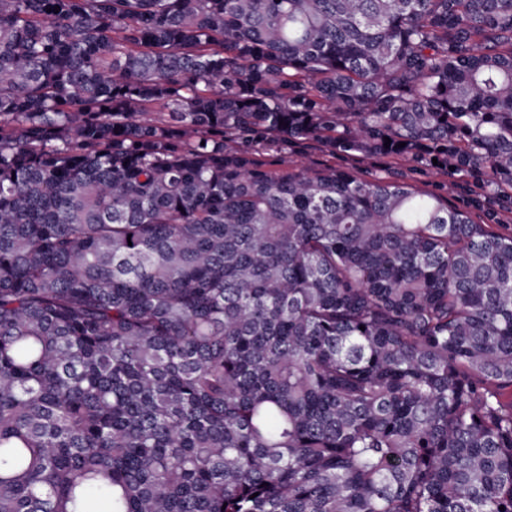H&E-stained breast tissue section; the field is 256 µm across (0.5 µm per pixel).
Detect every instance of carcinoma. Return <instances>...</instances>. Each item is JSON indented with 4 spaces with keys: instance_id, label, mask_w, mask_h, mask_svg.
Segmentation results:
<instances>
[{
    "instance_id": "obj_1",
    "label": "carcinoma",
    "mask_w": 512,
    "mask_h": 512,
    "mask_svg": "<svg viewBox=\"0 0 512 512\" xmlns=\"http://www.w3.org/2000/svg\"><path fill=\"white\" fill-rule=\"evenodd\" d=\"M509 208L512 0H0V512H512ZM282 157L288 160V168L295 163L308 162L318 169L336 166V168H345L362 178L384 177L388 181L412 185L419 189L434 190L448 186V169L419 170L407 156L356 154L335 158L325 153L320 143L315 140L293 143L285 147L282 153L269 152L265 155V158L277 164H281Z\"/></svg>"
}]
</instances>
